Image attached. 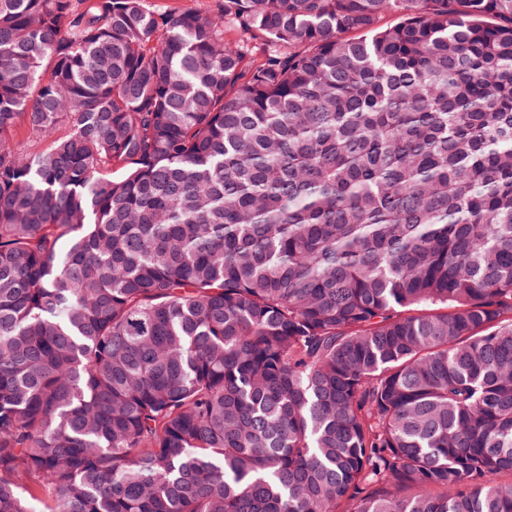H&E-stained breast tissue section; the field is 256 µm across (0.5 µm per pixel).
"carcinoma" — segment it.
Segmentation results:
<instances>
[{
  "label": "carcinoma",
  "instance_id": "obj_1",
  "mask_svg": "<svg viewBox=\"0 0 512 512\" xmlns=\"http://www.w3.org/2000/svg\"><path fill=\"white\" fill-rule=\"evenodd\" d=\"M0 512H512V0H0ZM152 9L177 8L182 10L209 12L215 8L214 0H145Z\"/></svg>",
  "mask_w": 512,
  "mask_h": 512
}]
</instances>
